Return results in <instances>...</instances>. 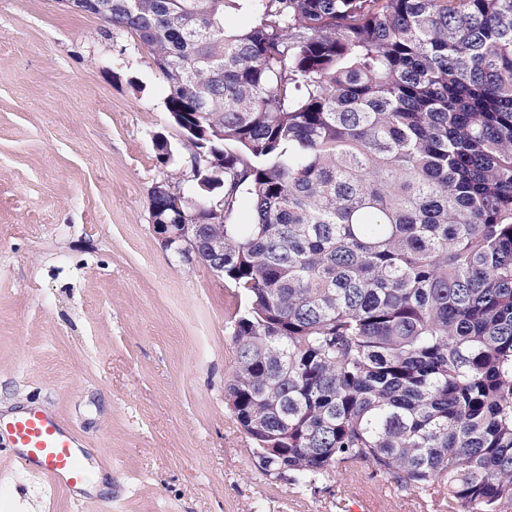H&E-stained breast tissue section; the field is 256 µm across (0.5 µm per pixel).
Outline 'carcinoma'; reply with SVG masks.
I'll use <instances>...</instances> for the list:
<instances>
[{"instance_id":"cac0c4a2","label":"carcinoma","mask_w":512,"mask_h":512,"mask_svg":"<svg viewBox=\"0 0 512 512\" xmlns=\"http://www.w3.org/2000/svg\"><path fill=\"white\" fill-rule=\"evenodd\" d=\"M112 28L208 200L250 198L198 214L199 256L245 296L224 399L260 471L512 512V0H112Z\"/></svg>"}]
</instances>
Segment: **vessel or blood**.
<instances>
[{
	"label": "vessel or blood",
	"mask_w": 512,
	"mask_h": 512,
	"mask_svg": "<svg viewBox=\"0 0 512 512\" xmlns=\"http://www.w3.org/2000/svg\"><path fill=\"white\" fill-rule=\"evenodd\" d=\"M0 442L12 458L40 470L55 486L70 491L86 481L84 451L78 439L59 417L41 407L0 421Z\"/></svg>",
	"instance_id": "vessel-or-blood-1"
}]
</instances>
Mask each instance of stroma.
I'll list each match as a JSON object with an SVG mask.
<instances>
[{
  "label": "stroma",
  "mask_w": 512,
  "mask_h": 512,
  "mask_svg": "<svg viewBox=\"0 0 512 512\" xmlns=\"http://www.w3.org/2000/svg\"><path fill=\"white\" fill-rule=\"evenodd\" d=\"M166 95L100 17L0 0V413L44 405L94 451L74 496L0 454V512H420L364 464L303 496L256 466L224 402L245 301L152 227L156 182L198 194Z\"/></svg>",
  "instance_id": "1"
}]
</instances>
